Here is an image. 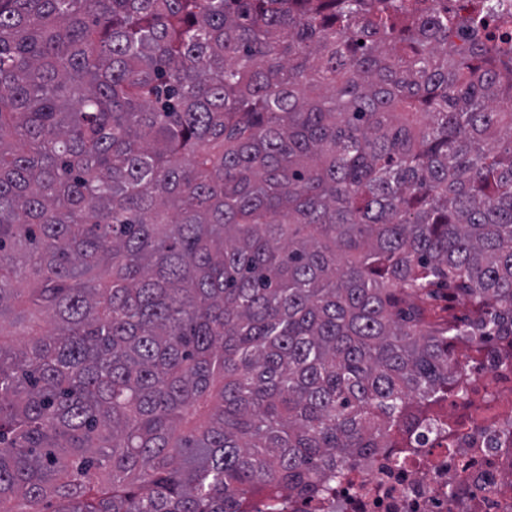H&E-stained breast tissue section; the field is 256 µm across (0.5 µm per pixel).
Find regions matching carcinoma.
Returning a JSON list of instances; mask_svg holds the SVG:
<instances>
[{"instance_id": "carcinoma-1", "label": "carcinoma", "mask_w": 512, "mask_h": 512, "mask_svg": "<svg viewBox=\"0 0 512 512\" xmlns=\"http://www.w3.org/2000/svg\"><path fill=\"white\" fill-rule=\"evenodd\" d=\"M498 7L0 0V512H286L453 446L457 345L512 359Z\"/></svg>"}]
</instances>
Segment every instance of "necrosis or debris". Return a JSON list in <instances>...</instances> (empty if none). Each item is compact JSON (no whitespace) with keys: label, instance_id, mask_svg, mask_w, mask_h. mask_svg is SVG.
Wrapping results in <instances>:
<instances>
[{"label":"necrosis or debris","instance_id":"1","mask_svg":"<svg viewBox=\"0 0 512 512\" xmlns=\"http://www.w3.org/2000/svg\"><path fill=\"white\" fill-rule=\"evenodd\" d=\"M466 375L482 402L450 395L442 415L457 433L450 448L433 446L395 464L379 451L351 460L319 500L289 498L288 512H512V361L485 355ZM455 496H446L448 484Z\"/></svg>","mask_w":512,"mask_h":512}]
</instances>
